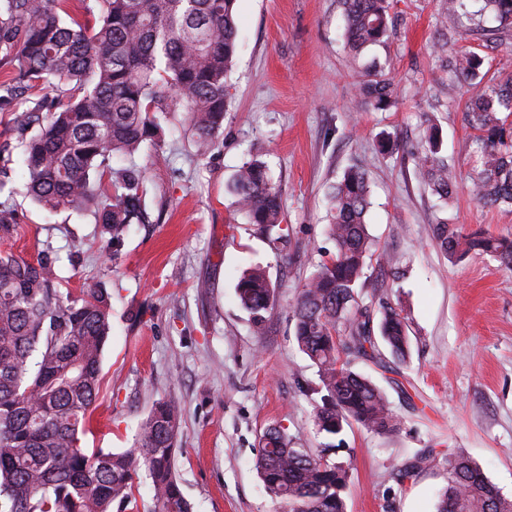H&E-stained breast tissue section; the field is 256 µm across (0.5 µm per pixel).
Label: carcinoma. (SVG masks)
I'll list each match as a JSON object with an SVG mask.
<instances>
[{
  "instance_id": "carcinoma-1",
  "label": "carcinoma",
  "mask_w": 512,
  "mask_h": 512,
  "mask_svg": "<svg viewBox=\"0 0 512 512\" xmlns=\"http://www.w3.org/2000/svg\"><path fill=\"white\" fill-rule=\"evenodd\" d=\"M64 0H0V112L19 113L24 144L23 187L46 211L79 210L100 225L112 244L145 220L146 175L137 166H112L157 136V114L183 112L205 155L218 143L228 103L226 77L237 48L236 0H83L95 24L67 21ZM351 51L390 36L389 0H343ZM512 29V0H482L476 15ZM448 66L465 82L485 78V57L461 50ZM373 109L389 106L390 81L360 85ZM512 74L476 92L468 112L477 131L481 168L470 193L484 207L512 204ZM36 128V133L27 132ZM417 174L446 203L456 177L440 156L438 128L427 129ZM238 210L261 234L283 237L282 199L264 161L252 158L229 184ZM328 232L336 251L315 270L293 304L294 336L317 365L320 403L314 421L330 437L353 423L375 433L398 422L384 392L353 370L349 357L378 358L382 340L394 361L406 362L408 325L402 310L380 306L374 336L364 303L363 269L372 258L366 214L367 174L347 171L328 193ZM0 200V231L20 223ZM451 257L490 254L512 270V239L481 232L462 235L442 221L435 227ZM241 308L255 330L265 328L273 293L265 273L242 272ZM112 329L111 294L104 287L80 295L62 291L52 249L30 262L0 253V512H132L134 491L147 478L149 512H191L174 472L179 403L159 402L140 425L137 446L125 452L80 446L99 396L102 355ZM333 442L313 453L292 446L280 426L263 435L255 467L266 492L288 512H346L350 468L332 458ZM432 463L425 450L396 468L413 478ZM448 486L436 512H512L482 469L466 454L447 460Z\"/></svg>"
}]
</instances>
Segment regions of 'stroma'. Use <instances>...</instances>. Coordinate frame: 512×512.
Masks as SVG:
<instances>
[{
    "label": "stroma",
    "mask_w": 512,
    "mask_h": 512,
    "mask_svg": "<svg viewBox=\"0 0 512 512\" xmlns=\"http://www.w3.org/2000/svg\"><path fill=\"white\" fill-rule=\"evenodd\" d=\"M396 26L361 54L347 44L341 0H237L238 48L228 77L229 107L219 146L195 153L184 113L161 120L146 142L148 221L132 225L119 247L89 215H47L20 194L24 167L14 154L1 182L22 221L0 235V251L33 260L45 248L72 292L102 284L112 295V332L102 383L81 445L122 451L141 421L168 396L180 402L175 473L192 512H285L255 469L261 438L277 424L294 447L317 450L318 369L294 338L291 306L323 253L326 196L349 168L367 172L368 231L378 253L402 270L392 280L370 262L365 295L402 309L410 354L385 370L356 360L385 393L396 431L360 426L343 433L338 460L349 463L347 512H436L447 486L446 460L465 452L502 494L512 497V271L488 254L449 258L434 228L448 220L512 239V207L479 206L469 192L480 166L460 82L434 47L484 55L492 73L512 72V31L473 26L475 11L445 15L444 0H390ZM377 69L394 103L373 109L356 81ZM436 124L458 192L441 207L416 175L413 157ZM402 148L380 152L381 135ZM264 160L282 190L285 240L274 243L237 214L227 186L242 163ZM259 265L274 288L263 335L236 300L241 271ZM428 450L431 466L397 481L393 469Z\"/></svg>",
    "instance_id": "obj_1"
}]
</instances>
